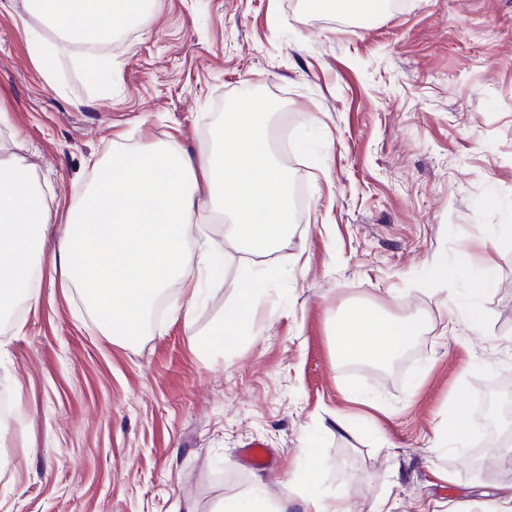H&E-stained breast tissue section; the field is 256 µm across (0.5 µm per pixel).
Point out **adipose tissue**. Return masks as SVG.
I'll list each match as a JSON object with an SVG mask.
<instances>
[{
	"label": "adipose tissue",
	"instance_id": "1",
	"mask_svg": "<svg viewBox=\"0 0 512 512\" xmlns=\"http://www.w3.org/2000/svg\"><path fill=\"white\" fill-rule=\"evenodd\" d=\"M142 0H23L28 18L62 33L110 37L133 18ZM271 104L251 99L245 111L224 115V134L187 159L174 142L136 149L115 146L108 164L92 162L94 186L64 215L58 261L43 270L38 256L52 222L51 197L35 166L0 148V316L18 302H37L40 280L82 290L102 317L107 335L130 337L149 307L173 283L178 306L193 318L198 282L208 268L187 262L185 244L196 218L229 219L234 238L264 254L277 249L292 221L285 171L268 141ZM258 295L249 292L224 308L215 331L231 348L255 331ZM412 321L354 310L335 326L333 346L349 362L384 363L413 334Z\"/></svg>",
	"mask_w": 512,
	"mask_h": 512
}]
</instances>
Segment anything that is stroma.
<instances>
[{
    "instance_id": "stroma-1",
    "label": "stroma",
    "mask_w": 512,
    "mask_h": 512,
    "mask_svg": "<svg viewBox=\"0 0 512 512\" xmlns=\"http://www.w3.org/2000/svg\"><path fill=\"white\" fill-rule=\"evenodd\" d=\"M40 35L44 68L29 25L0 9V143L33 150L59 210L113 141L173 139L193 156L225 103L256 94L307 205L268 254L223 217L192 228L190 264L205 240L220 247L189 323L167 304L115 340L78 291L42 282L0 324L14 409L0 512H214L259 481L294 512L309 490L349 492L351 512H495L512 485V0H398L361 29L306 0H146L98 69L91 34ZM436 258L455 274L430 290ZM259 267L255 335L211 343ZM357 304L432 326L388 365L346 362L331 325ZM459 426L467 448L440 450ZM254 442L267 467L242 460Z\"/></svg>"
}]
</instances>
